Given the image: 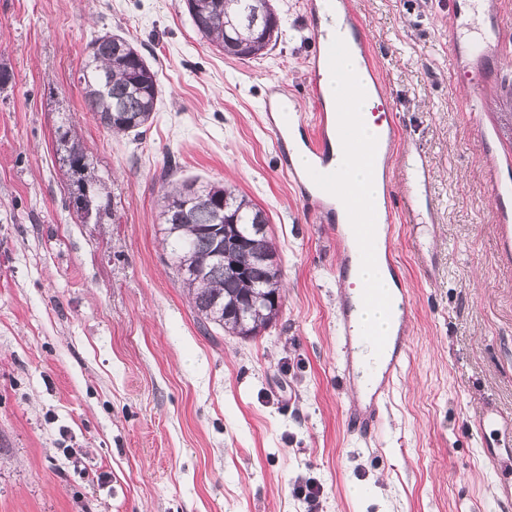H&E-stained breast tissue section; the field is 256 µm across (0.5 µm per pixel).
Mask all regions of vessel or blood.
<instances>
[{
    "label": "vessel or blood",
    "mask_w": 512,
    "mask_h": 512,
    "mask_svg": "<svg viewBox=\"0 0 512 512\" xmlns=\"http://www.w3.org/2000/svg\"><path fill=\"white\" fill-rule=\"evenodd\" d=\"M336 13L344 25L354 30V40L345 42L323 29L321 24H312L315 51L308 77L311 88L315 90L320 87L322 74L335 69L339 57L349 49H356L362 65L368 71L377 69L368 42L359 31L360 24L351 0H338ZM470 47L476 57L471 64L461 67L460 85L466 93L467 111L474 112L482 100L488 79L483 63L498 56L499 43L479 32L471 39ZM283 96V89L272 88L264 105L265 120L274 143L282 151L281 168L287 173L303 208L314 215L330 216L334 213L336 201L342 200L350 211L365 208L371 213L368 220L336 227V243L343 251L337 269L339 280L347 279L352 262L381 263L391 273L396 288L391 296L377 288H362L356 297L341 296L336 305V327L344 352L341 384L343 391L350 396L348 421L362 435L370 437L381 427V408L395 374L408 355L411 334L412 303L395 251L397 220L414 216L412 207L401 208L394 201L398 167L396 145L400 134L398 118L388 101H380L372 110L378 139L374 145L368 146L359 140L357 126L349 125L341 131L336 128L337 114L351 112L352 98L329 103L318 96L315 99V115H299L293 125L287 126L279 119ZM290 143L313 156L317 163L315 170L306 173L295 167L292 154L286 149ZM340 153L349 157H363L367 168L380 177L382 191L378 200H370L361 187L343 180L342 165L336 160ZM360 306L381 307L397 316L393 335L378 334L370 339L376 359L370 366V377L366 380L361 379L354 367L355 354L361 342L354 313Z\"/></svg>",
    "instance_id": "vessel-or-blood-1"
}]
</instances>
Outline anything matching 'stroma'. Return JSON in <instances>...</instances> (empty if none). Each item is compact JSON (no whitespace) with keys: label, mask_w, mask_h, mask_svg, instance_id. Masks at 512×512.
<instances>
[{"label":"stroma","mask_w":512,"mask_h":512,"mask_svg":"<svg viewBox=\"0 0 512 512\" xmlns=\"http://www.w3.org/2000/svg\"><path fill=\"white\" fill-rule=\"evenodd\" d=\"M400 121L397 188L422 208L395 246L412 300L409 356L375 437L339 387L336 224L303 209L264 99L312 113L303 0H272L275 48L225 57L181 0H0V512H512V450L474 424L512 420V252L492 178L512 184V43L483 109L461 102L448 0H353ZM130 34L157 72L145 135L86 112L84 50ZM76 124L112 215L82 220L55 131ZM176 179L235 185L269 220L285 294L243 340L202 327L163 249ZM322 486L317 504L297 481Z\"/></svg>","instance_id":"stroma-1"}]
</instances>
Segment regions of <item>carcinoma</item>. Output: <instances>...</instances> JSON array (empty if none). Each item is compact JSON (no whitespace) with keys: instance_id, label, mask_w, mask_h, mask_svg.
<instances>
[{"instance_id":"cac0c4a2","label":"carcinoma","mask_w":512,"mask_h":512,"mask_svg":"<svg viewBox=\"0 0 512 512\" xmlns=\"http://www.w3.org/2000/svg\"><path fill=\"white\" fill-rule=\"evenodd\" d=\"M188 14L201 38L224 56L247 60L264 55L272 41L266 32L280 28L270 0H189ZM79 83L87 111L114 134H143L153 119L159 95L157 72L134 41L110 31L86 46ZM57 152L74 186L81 218L109 207L97 186L93 157L69 125L56 129ZM186 183H164L160 205L164 244L181 276L202 325L230 335L255 336L275 323L280 309L281 270L261 207L235 186L206 184L192 200ZM224 208L223 219L217 211ZM240 245L238 266L224 264L215 252L224 240Z\"/></svg>"}]
</instances>
